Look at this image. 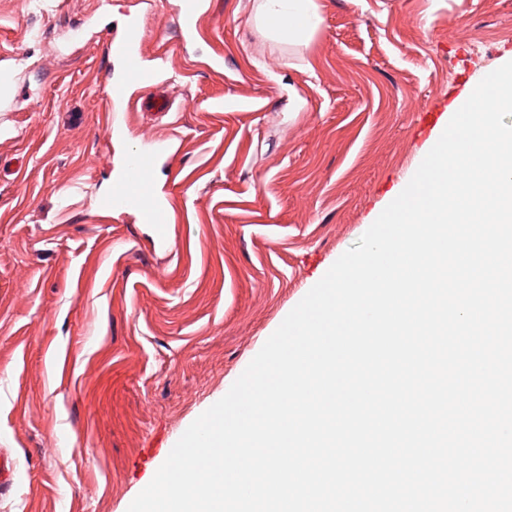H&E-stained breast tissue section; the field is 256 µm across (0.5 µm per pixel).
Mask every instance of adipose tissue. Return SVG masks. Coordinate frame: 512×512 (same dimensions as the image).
<instances>
[{
	"label": "adipose tissue",
	"mask_w": 512,
	"mask_h": 512,
	"mask_svg": "<svg viewBox=\"0 0 512 512\" xmlns=\"http://www.w3.org/2000/svg\"><path fill=\"white\" fill-rule=\"evenodd\" d=\"M257 24L281 41L304 40L318 27L315 0H262Z\"/></svg>",
	"instance_id": "1"
}]
</instances>
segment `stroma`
Segmentation results:
<instances>
[{"mask_svg": "<svg viewBox=\"0 0 512 512\" xmlns=\"http://www.w3.org/2000/svg\"><path fill=\"white\" fill-rule=\"evenodd\" d=\"M258 0H0V512H127L189 425L404 189L482 76L512 61V0H317L303 44ZM169 45L106 132L107 34ZM167 136L157 242L106 212L126 154ZM203 2V0H183V6L178 15L179 36L182 39H187L195 32L198 33L204 15Z\"/></svg>", "mask_w": 512, "mask_h": 512, "instance_id": "obj_1", "label": "stroma"}]
</instances>
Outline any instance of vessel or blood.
Here are the masks:
<instances>
[{
	"label": "vessel or blood",
	"instance_id": "obj_1",
	"mask_svg": "<svg viewBox=\"0 0 512 512\" xmlns=\"http://www.w3.org/2000/svg\"><path fill=\"white\" fill-rule=\"evenodd\" d=\"M203 11V0H183L178 15L181 38H188L198 31ZM145 39V31L139 30L124 33L107 42V56L120 63L121 71L117 78L104 80L108 88L104 99L106 125H113L116 108L130 101L134 91L148 87L155 80V69L147 63L142 52ZM164 147L163 139L158 138L129 155L126 163L129 175L113 186L106 206L110 209L135 210L144 223L153 225L157 237L166 241L170 238V214L154 193L149 180Z\"/></svg>",
	"mask_w": 512,
	"mask_h": 512
}]
</instances>
